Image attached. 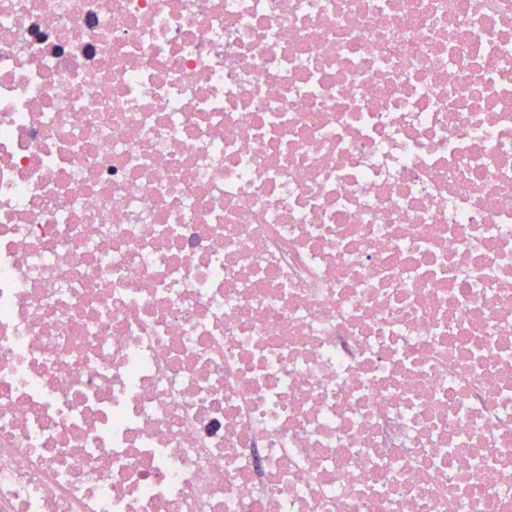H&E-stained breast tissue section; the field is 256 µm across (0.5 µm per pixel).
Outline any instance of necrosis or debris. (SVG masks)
Here are the masks:
<instances>
[{"label": "necrosis or debris", "instance_id": "1", "mask_svg": "<svg viewBox=\"0 0 512 512\" xmlns=\"http://www.w3.org/2000/svg\"><path fill=\"white\" fill-rule=\"evenodd\" d=\"M0 512H512V0H0Z\"/></svg>", "mask_w": 512, "mask_h": 512}]
</instances>
